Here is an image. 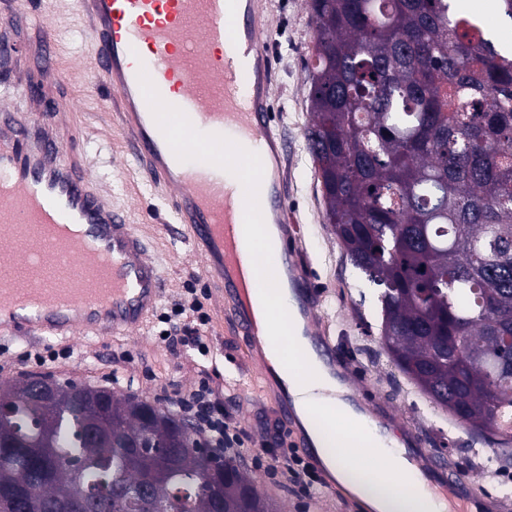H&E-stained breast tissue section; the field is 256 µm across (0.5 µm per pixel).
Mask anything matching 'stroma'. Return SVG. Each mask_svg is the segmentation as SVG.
I'll list each match as a JSON object with an SVG mask.
<instances>
[{
  "mask_svg": "<svg viewBox=\"0 0 512 512\" xmlns=\"http://www.w3.org/2000/svg\"><path fill=\"white\" fill-rule=\"evenodd\" d=\"M269 37L274 45L272 111L275 129L287 144L283 162L288 222L300 235L302 260L308 276L323 295L317 323L337 353L352 367L350 384L357 400L387 402L398 436L417 435L424 448L464 475L476 500H495L499 512H512V444L492 435L478 436L436 407L391 362L380 339L376 290L346 258L332 227L325 220V201L305 133L312 113L304 84L310 65L316 26L307 0H262ZM36 24L54 32L58 62L87 70L85 83L62 82L58 100L74 102L64 134L81 139L93 174L112 193L115 206L128 211L147 239L151 257L164 278L159 312L183 300L187 289L207 285L204 260L164 223V203L144 181L131 156L118 116L105 103L107 91L95 83L92 45L78 0H30ZM210 322L205 330L208 354L185 342L184 329L174 340L159 338L163 328L154 317L132 334L96 337L77 332L66 337L0 334V381H16L37 373L36 365L18 363L28 349L70 348L74 357L50 365L60 379L102 385L133 394L160 407H171L202 374L224 389V409L250 435L258 448L277 447L285 426L272 398L266 395L267 368L244 354L246 341L225 318L216 296H208ZM258 493L278 502L281 512H355L353 497L344 488L323 491L306 505L273 484L265 474L245 464Z\"/></svg>",
  "mask_w": 512,
  "mask_h": 512,
  "instance_id": "1",
  "label": "stroma"
}]
</instances>
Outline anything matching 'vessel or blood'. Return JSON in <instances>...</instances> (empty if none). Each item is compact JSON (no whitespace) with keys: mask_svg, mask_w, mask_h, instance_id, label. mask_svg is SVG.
I'll return each mask as SVG.
<instances>
[{"mask_svg":"<svg viewBox=\"0 0 512 512\" xmlns=\"http://www.w3.org/2000/svg\"><path fill=\"white\" fill-rule=\"evenodd\" d=\"M94 70L119 109L128 146L145 180L169 203L182 239L204 260L209 284L232 298L226 313L262 349L264 328L248 304L277 286L281 270L301 284L293 306L313 326L319 295L294 231L259 261L256 225L285 221V144L271 112L270 49L260 0H80ZM21 5L0 22V76L27 91L39 56L48 96L72 79L60 68L52 31L35 51ZM58 111H17L0 103V334L92 336L131 333L156 311L163 276L130 215L90 175L85 154L61 136ZM32 233L13 245L17 225ZM428 486L461 492L466 479L434 453L421 465Z\"/></svg>","mask_w":512,"mask_h":512,"instance_id":"vessel-or-blood-1","label":"vessel or blood"}]
</instances>
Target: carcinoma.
<instances>
[{
    "label": "carcinoma",
    "instance_id": "cac0c4a2",
    "mask_svg": "<svg viewBox=\"0 0 512 512\" xmlns=\"http://www.w3.org/2000/svg\"><path fill=\"white\" fill-rule=\"evenodd\" d=\"M308 149L326 219L381 288V341L438 407L512 442V50L453 0H310ZM63 405L42 416L27 380L0 383V512H278L235 459L173 408L37 374ZM99 410L111 437L86 425Z\"/></svg>",
    "mask_w": 512,
    "mask_h": 512
}]
</instances>
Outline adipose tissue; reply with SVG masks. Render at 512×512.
<instances>
[{"mask_svg":"<svg viewBox=\"0 0 512 512\" xmlns=\"http://www.w3.org/2000/svg\"><path fill=\"white\" fill-rule=\"evenodd\" d=\"M274 345L265 358L287 384L297 413L325 467L373 512H447L448 504L419 478L400 451L342 398L344 387L303 336L302 322L288 323V295L277 289L254 296Z\"/></svg>","mask_w":512,"mask_h":512,"instance_id":"ef3b65f1","label":"adipose tissue"}]
</instances>
